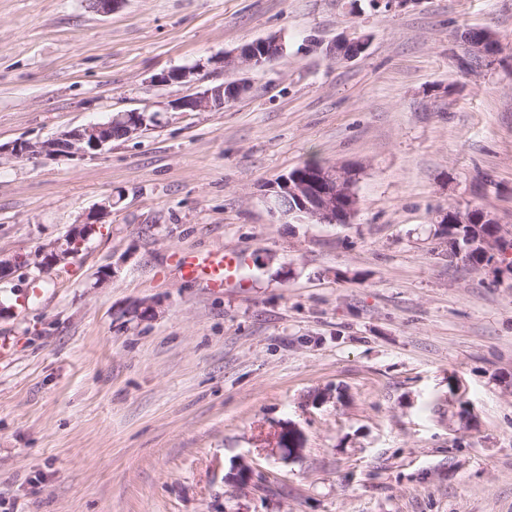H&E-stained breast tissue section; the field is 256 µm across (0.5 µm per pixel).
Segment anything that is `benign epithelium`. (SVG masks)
Instances as JSON below:
<instances>
[{
	"instance_id": "7a95c632",
	"label": "benign epithelium",
	"mask_w": 512,
	"mask_h": 512,
	"mask_svg": "<svg viewBox=\"0 0 512 512\" xmlns=\"http://www.w3.org/2000/svg\"><path fill=\"white\" fill-rule=\"evenodd\" d=\"M464 45L463 65L471 73L489 67L494 62L498 39L496 33L489 30L487 36L481 40H473L468 32L460 35ZM269 39L256 40L245 45L234 56L210 59V63L222 68H235L247 70L261 67L272 61L269 53L258 49L267 46ZM312 48L322 51L331 60L348 61L358 57V54L336 57V47L340 45H354L364 49L368 44L365 36L340 35L328 44L318 40H311ZM194 75L192 69H171L157 74L153 80L160 85L173 83H187ZM232 93L224 94V86H214L203 92L175 100L173 108L180 112H200L212 109H221L228 101L240 97L245 91V84L237 82L231 86ZM154 117L146 116L141 112H126L112 117L105 123L89 124L76 127L43 141L30 142L26 140L15 141L11 144H0V158L46 157H94L103 152L112 144V132L120 130L124 139H130L147 126V121ZM268 202L272 209L284 216L297 220L307 218L317 224H348L358 209V196L349 179V174L336 168H317L306 173L296 172L282 177L277 183L269 187ZM111 204H102L85 219L75 223L65 236V242H55L41 251L40 266L50 271L75 256L81 245L95 231L97 224L108 214ZM26 264V257L15 254L11 257L0 255V281L9 277L16 269ZM303 439L300 430L292 425L280 429L276 437V450H288V454L295 458L302 454Z\"/></svg>"
}]
</instances>
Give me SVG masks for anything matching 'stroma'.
<instances>
[{
  "instance_id": "obj_1",
  "label": "stroma",
  "mask_w": 512,
  "mask_h": 512,
  "mask_svg": "<svg viewBox=\"0 0 512 512\" xmlns=\"http://www.w3.org/2000/svg\"><path fill=\"white\" fill-rule=\"evenodd\" d=\"M467 27L499 40L476 74ZM353 31L349 61L310 45ZM270 36L266 66L209 63ZM235 81L223 109L171 107ZM132 111L158 120L98 158L0 159V253L28 258L0 283V512H512V275L447 259L434 224L478 206L512 238V0H0L1 144ZM309 159L356 168L351 223L270 210ZM217 249L231 284L179 276ZM288 422L296 459L268 446ZM107 203L101 204L95 212L88 215L84 220L73 224L65 236V244L55 242L42 249L40 266L43 270L50 271L57 266L69 263L68 260L77 254L81 245L95 231L97 224H100L101 219L108 214L112 204L108 201Z\"/></svg>"
}]
</instances>
